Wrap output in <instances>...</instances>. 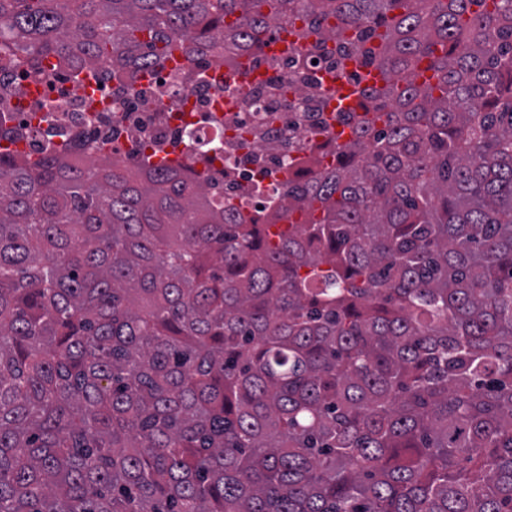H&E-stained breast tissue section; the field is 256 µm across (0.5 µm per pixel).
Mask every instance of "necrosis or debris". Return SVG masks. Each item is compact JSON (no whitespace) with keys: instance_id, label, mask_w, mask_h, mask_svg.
<instances>
[{"instance_id":"1","label":"necrosis or debris","mask_w":512,"mask_h":512,"mask_svg":"<svg viewBox=\"0 0 512 512\" xmlns=\"http://www.w3.org/2000/svg\"><path fill=\"white\" fill-rule=\"evenodd\" d=\"M240 52L203 57L193 69L170 67L150 81L99 75L101 93L77 89L68 71L44 63L0 61V112L22 128L24 159L65 155L70 164L117 160L135 166L139 153L181 159L192 188L265 221L262 208L299 169L331 108L322 97L335 54L303 69L285 54Z\"/></svg>"}]
</instances>
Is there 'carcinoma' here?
<instances>
[{
	"label": "carcinoma",
	"instance_id": "carcinoma-1",
	"mask_svg": "<svg viewBox=\"0 0 512 512\" xmlns=\"http://www.w3.org/2000/svg\"><path fill=\"white\" fill-rule=\"evenodd\" d=\"M300 17L385 85L284 228L0 149V512H512V0H0V53L139 77Z\"/></svg>",
	"mask_w": 512,
	"mask_h": 512
}]
</instances>
